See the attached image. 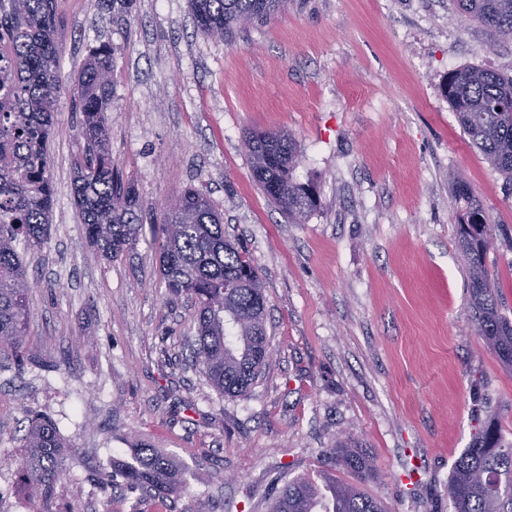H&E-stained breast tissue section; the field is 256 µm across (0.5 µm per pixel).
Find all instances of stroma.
Listing matches in <instances>:
<instances>
[{"instance_id": "stroma-1", "label": "stroma", "mask_w": 512, "mask_h": 512, "mask_svg": "<svg viewBox=\"0 0 512 512\" xmlns=\"http://www.w3.org/2000/svg\"><path fill=\"white\" fill-rule=\"evenodd\" d=\"M62 91L49 145L55 204L30 262L21 362L0 352V512H140L97 488L147 440L186 468L160 512H266L280 476L340 469L352 440L391 512H452L448 478L488 416L512 440V369L477 336L456 245L455 176L497 226L486 267L512 319V193L469 143L442 92L450 69L512 75V41L461 21L452 0H288L232 40L197 31L188 0H61ZM114 49L112 160L149 217L187 186L210 197L264 286L272 354L247 398L191 363V301L159 250L114 261L74 204L80 115L73 81ZM287 132L319 206L289 223L250 172L248 132ZM67 445L50 505L19 481L34 415Z\"/></svg>"}]
</instances>
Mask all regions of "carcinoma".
Instances as JSON below:
<instances>
[{
    "mask_svg": "<svg viewBox=\"0 0 512 512\" xmlns=\"http://www.w3.org/2000/svg\"><path fill=\"white\" fill-rule=\"evenodd\" d=\"M58 0H0V350L27 352L26 292L29 262L19 248H38L51 224L54 189L48 139L61 94ZM200 33L225 40L255 22H266L288 0H189ZM456 15L512 39V0H453ZM112 53L101 45L74 79L71 97L81 112L84 142L75 158L73 197L89 243L114 260L143 235V204L122 182L112 162L108 112L112 104ZM444 93L473 147L512 184V76L479 66L448 71ZM252 176L288 221L302 224L317 207L311 180L294 172L300 163L288 133H250ZM457 246L469 264L471 308L477 335L512 367V322L485 265L494 225L469 183L454 179ZM161 274L175 297L196 309L195 366L227 398L248 395L267 362L262 281L249 257L224 233L223 217L200 189L186 188L163 205L151 223ZM18 473L23 486L44 502L54 495L64 440L57 424L36 419L23 438ZM337 465L356 479L297 476L277 488L270 512H390L365 485L376 477L372 457L347 440L329 449ZM100 488L126 486L149 498L177 497L185 471L162 450L143 441L130 457L112 462ZM448 497L453 512H512V442L493 419L456 459Z\"/></svg>",
    "mask_w": 512,
    "mask_h": 512,
    "instance_id": "carcinoma-1",
    "label": "carcinoma"
}]
</instances>
